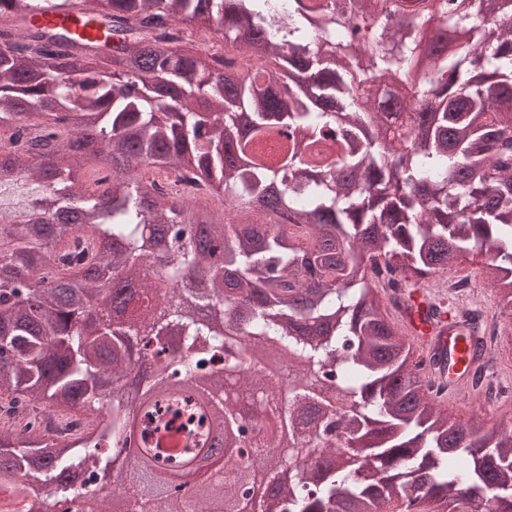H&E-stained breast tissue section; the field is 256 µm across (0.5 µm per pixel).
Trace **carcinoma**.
<instances>
[{"instance_id": "1", "label": "carcinoma", "mask_w": 512, "mask_h": 512, "mask_svg": "<svg viewBox=\"0 0 512 512\" xmlns=\"http://www.w3.org/2000/svg\"><path fill=\"white\" fill-rule=\"evenodd\" d=\"M95 2L110 52L30 25L42 0H0L21 21L0 33V188L36 184L0 224V395L25 413L0 427V494L31 512L95 482L130 512H169L170 478L221 425L226 447L264 458L279 512L414 496L468 512L488 486L492 512H512V431L448 418L437 355L391 316L475 250L512 308V0H392L408 23L368 17L363 46L366 0L343 15L328 0ZM168 22L224 34L229 53L185 50ZM285 132L280 157L262 152ZM134 346L155 365L140 397L121 385ZM257 349L299 361L288 390ZM226 375L238 400L265 390L299 455L253 438L257 421L218 398ZM88 401L87 432L38 428ZM173 405L196 421L176 452ZM138 444L150 461L108 479ZM251 492L229 466L224 499Z\"/></svg>"}]
</instances>
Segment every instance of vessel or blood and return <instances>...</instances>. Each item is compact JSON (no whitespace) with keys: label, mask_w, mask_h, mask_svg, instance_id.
Wrapping results in <instances>:
<instances>
[{"label":"vessel or blood","mask_w":512,"mask_h":512,"mask_svg":"<svg viewBox=\"0 0 512 512\" xmlns=\"http://www.w3.org/2000/svg\"><path fill=\"white\" fill-rule=\"evenodd\" d=\"M95 8L90 0H50L36 13L34 21L44 28H69L82 40L100 47L105 41L103 28L94 23ZM423 288H415L412 298L396 310V320L408 338L425 354H447L449 368L439 374L449 390L466 388L473 369L471 344L464 338L465 329L458 319L444 315L429 316Z\"/></svg>","instance_id":"b4317fda"}]
</instances>
